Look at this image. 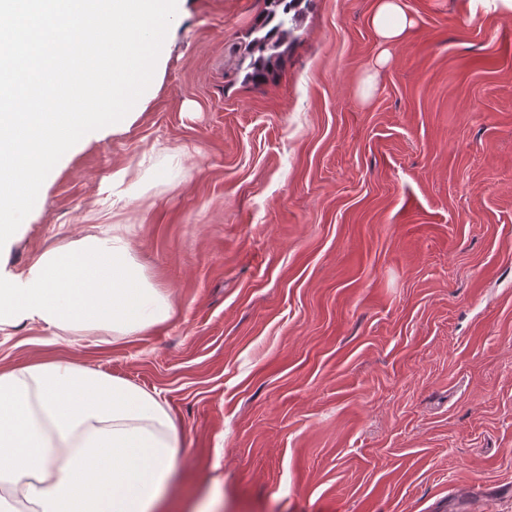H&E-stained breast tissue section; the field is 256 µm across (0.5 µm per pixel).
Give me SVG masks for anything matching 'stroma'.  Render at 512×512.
I'll use <instances>...</instances> for the list:
<instances>
[{"label":"stroma","instance_id":"1","mask_svg":"<svg viewBox=\"0 0 512 512\" xmlns=\"http://www.w3.org/2000/svg\"><path fill=\"white\" fill-rule=\"evenodd\" d=\"M404 2L377 68L373 0H307L255 86L263 0H184L129 130L67 151L0 249L6 279L117 210L172 317L20 324L0 370L158 392L181 438L161 512H512V14ZM122 168L142 190L116 203Z\"/></svg>","mask_w":512,"mask_h":512}]
</instances>
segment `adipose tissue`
I'll use <instances>...</instances> for the list:
<instances>
[{
  "label": "adipose tissue",
  "mask_w": 512,
  "mask_h": 512,
  "mask_svg": "<svg viewBox=\"0 0 512 512\" xmlns=\"http://www.w3.org/2000/svg\"><path fill=\"white\" fill-rule=\"evenodd\" d=\"M388 62L415 25L403 0L369 17ZM171 317L120 225L37 257L0 281V331L26 323L78 338L134 336ZM176 427L157 394L69 362L0 372V483L35 512H153L174 472Z\"/></svg>",
  "instance_id": "obj_1"
}]
</instances>
